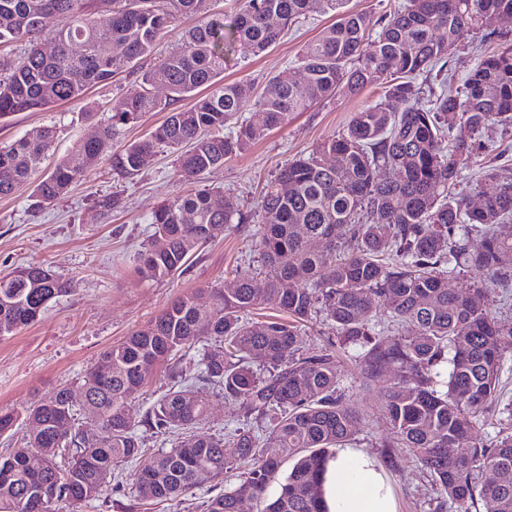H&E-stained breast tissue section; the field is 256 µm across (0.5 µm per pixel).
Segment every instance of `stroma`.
<instances>
[{
	"mask_svg": "<svg viewBox=\"0 0 512 512\" xmlns=\"http://www.w3.org/2000/svg\"><path fill=\"white\" fill-rule=\"evenodd\" d=\"M335 20L331 13L314 15L261 54H235L224 69L225 81L265 85L296 67L304 47ZM194 23V18L177 17L139 68L119 73L109 84L90 87L82 99L0 120V145L52 126L56 129V155L67 154L77 138L110 123L113 106L139 91L141 69L181 46ZM492 45L485 30L464 33L448 57L446 71L452 86L462 85L479 55ZM379 95V88L370 87L354 98L314 104L246 153L227 160L222 170L205 175L200 187L236 198L245 220L200 247L186 271L171 278L144 279L134 262L141 247L153 240L150 219L156 207L189 189L177 180L169 153L155 155L132 179L113 177L107 164H100L64 197L38 208L27 187L0 197V274L41 263L75 284L73 292L52 301L34 323L0 337V410L21 412L59 387L77 388L80 378L105 350L154 321L178 296L193 293L199 302H207L209 289L223 286L236 273L257 268L260 219L256 198L263 186L281 166L309 154L346 127L355 112ZM107 195L118 196L121 204L110 223L99 224L94 220L95 205ZM199 370L200 355L194 350L175 364L159 365L145 401L153 402L179 375L193 377ZM502 380L504 392L489 401L477 432L486 442L493 440L500 423L512 413V352L506 357ZM388 384L385 377L362 384L355 367L346 366L345 398L360 417L351 445L382 465L394 493L396 512H434L440 492L430 474L408 454L388 448L393 431L385 423L381 400ZM226 485V480L219 479L165 502L141 501L128 490L109 491L101 500L84 505L82 512H205L207 500Z\"/></svg>",
	"mask_w": 512,
	"mask_h": 512,
	"instance_id": "1",
	"label": "stroma"
}]
</instances>
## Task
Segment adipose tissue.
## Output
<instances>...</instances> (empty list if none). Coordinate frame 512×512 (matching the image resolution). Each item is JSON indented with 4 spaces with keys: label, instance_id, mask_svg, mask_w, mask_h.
<instances>
[{
    "label": "adipose tissue",
    "instance_id": "obj_1",
    "mask_svg": "<svg viewBox=\"0 0 512 512\" xmlns=\"http://www.w3.org/2000/svg\"><path fill=\"white\" fill-rule=\"evenodd\" d=\"M327 512H396L383 470L369 454L340 448L323 482Z\"/></svg>",
    "mask_w": 512,
    "mask_h": 512
}]
</instances>
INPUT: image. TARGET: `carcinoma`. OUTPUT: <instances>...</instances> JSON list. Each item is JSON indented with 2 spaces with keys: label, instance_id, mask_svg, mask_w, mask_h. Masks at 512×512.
Here are the masks:
<instances>
[{
  "label": "carcinoma",
  "instance_id": "obj_1",
  "mask_svg": "<svg viewBox=\"0 0 512 512\" xmlns=\"http://www.w3.org/2000/svg\"><path fill=\"white\" fill-rule=\"evenodd\" d=\"M240 2L227 24L210 0H0V45L24 44L17 57L0 56V118L78 100L150 53L176 17L198 19L181 47L141 74L140 91L120 102L112 122L77 141L50 171L42 165L54 148V127L0 146V197L31 185L37 202L48 204L103 161L132 179L163 149L180 178L196 179L296 112L354 98L369 86L383 89L342 132L289 162L264 188L256 205L264 270L240 272L211 289L206 305L193 294L177 297L82 377V411L102 427V438L87 437L75 423L65 386L23 418L0 414V434L21 418L30 427L24 444L0 460V512H55L61 500L88 504L112 481L131 482L139 500L173 501L232 471L239 482L210 498L206 512H239L244 498L263 502L261 512H325L321 475L333 449L349 445L358 427L342 396L343 358L364 383L392 376L383 395L394 430L389 447L408 452L435 479L443 496L436 512L476 501L483 512H512V432L505 428L488 444L472 441L512 349V327L486 304L488 284L512 278V237L497 232L512 222V169H490L497 185L481 193L478 207L451 192L459 160L481 162L496 150L482 134L512 127V39H499L477 61L459 95L422 101L416 84L424 73L443 72L464 32L512 17V0H407L377 18L343 10L345 0ZM327 10L337 12L336 22L298 61L304 91L286 73L259 97L249 82L223 81L224 63L239 49L261 53L298 19ZM60 17L68 23L54 28L57 49L45 54L40 35ZM104 43L107 54L98 51ZM181 101L187 106H177ZM252 108L256 123L242 118ZM165 110L166 120L148 136L112 148L117 126ZM216 201L208 189L163 201L151 224L167 247H142L138 273L173 276L201 245L242 222L236 199ZM118 207V198L105 197L94 219L105 224ZM473 231L480 234L476 246ZM346 238L355 246L341 255L338 243ZM465 268L478 278L448 287ZM72 287L38 264L0 275V337L37 320ZM262 309L278 315L243 319ZM318 315L336 324V340L303 353V323ZM406 325L414 334L396 335ZM192 349L200 352V372L141 409L155 368ZM212 390L264 429L242 423L222 434H195ZM141 426L172 439L171 448L148 454ZM65 453L60 466L56 459ZM35 454L51 467L33 469ZM286 457L295 463L270 497ZM485 472L492 477L482 479Z\"/></svg>",
  "mask_w": 512,
  "mask_h": 512
}]
</instances>
